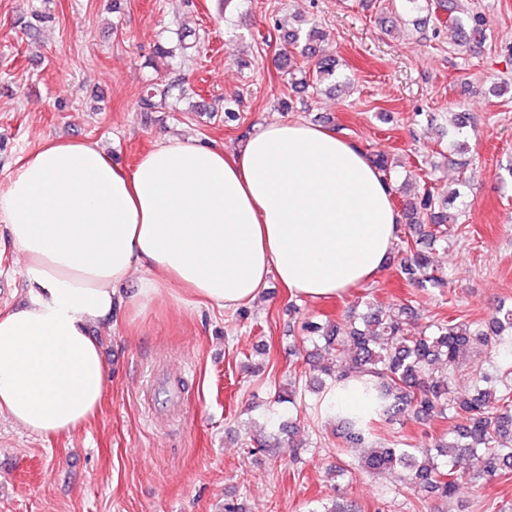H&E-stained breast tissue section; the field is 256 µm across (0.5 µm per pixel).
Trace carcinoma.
<instances>
[{"mask_svg":"<svg viewBox=\"0 0 512 512\" xmlns=\"http://www.w3.org/2000/svg\"><path fill=\"white\" fill-rule=\"evenodd\" d=\"M411 11L435 6L448 12V24L461 34V45L472 54L485 42L486 17L468 12L453 14L457 0H402ZM336 80V58L324 54L312 69V79L301 78L303 87L317 88ZM186 92L184 81L152 84L140 98V108L149 112L157 101L174 90ZM402 214L410 239L404 241L397 262L400 271L416 288L440 293L448 287L447 274L438 270L429 249L448 248V225L458 214L448 211L447 196L423 189L403 201ZM417 316L408 305L386 306L375 298L363 301L356 320L324 323L308 321L305 330L312 343H322L323 361L307 360L310 370L330 379L334 385L349 380L364 384L369 410L339 416L338 447L344 452L366 448L360 467L377 473L401 469L402 481L421 493L453 499L462 484L475 475L494 476L512 468V368L507 381L494 383L487 375L476 376L478 387L460 395L452 377L460 361L471 351L512 358L504 339L512 337V306L498 307L482 321L434 318L419 329L408 328ZM302 397L296 382L278 391L276 404L295 405ZM458 419L460 424L448 437L424 448H390L372 443L379 425L409 419Z\"/></svg>","mask_w":512,"mask_h":512,"instance_id":"carcinoma-1","label":"carcinoma"}]
</instances>
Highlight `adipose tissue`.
Returning <instances> with one entry per match:
<instances>
[{
    "instance_id": "ef3b65f1",
    "label": "adipose tissue",
    "mask_w": 512,
    "mask_h": 512,
    "mask_svg": "<svg viewBox=\"0 0 512 512\" xmlns=\"http://www.w3.org/2000/svg\"><path fill=\"white\" fill-rule=\"evenodd\" d=\"M399 222L362 150L305 122L261 125L231 152L163 134L129 170L97 143L46 140L0 188L27 288L0 312V415L41 434L92 418L107 367L90 328L121 305L237 308L272 277L333 298L385 268Z\"/></svg>"
}]
</instances>
